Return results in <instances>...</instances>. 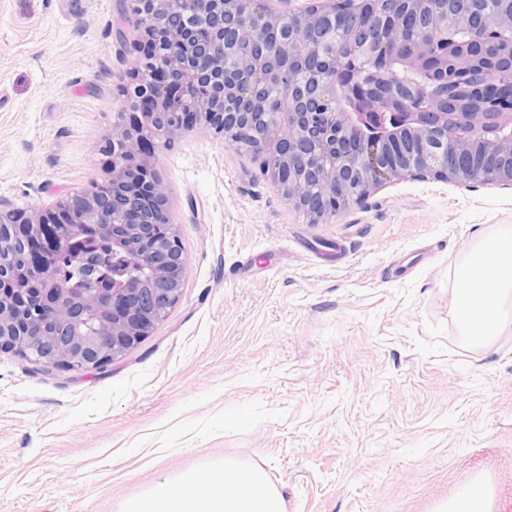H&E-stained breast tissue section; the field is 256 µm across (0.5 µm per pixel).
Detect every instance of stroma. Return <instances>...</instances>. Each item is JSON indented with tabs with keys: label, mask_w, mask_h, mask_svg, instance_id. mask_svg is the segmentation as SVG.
Returning a JSON list of instances; mask_svg holds the SVG:
<instances>
[{
	"label": "stroma",
	"mask_w": 512,
	"mask_h": 512,
	"mask_svg": "<svg viewBox=\"0 0 512 512\" xmlns=\"http://www.w3.org/2000/svg\"><path fill=\"white\" fill-rule=\"evenodd\" d=\"M125 0H0V199L106 179L133 76ZM187 265L179 301L112 364L0 351V512H121L226 459L286 512H436L480 485L512 512V318L477 345L456 270L512 231V188L398 180L325 223L210 135L160 148Z\"/></svg>",
	"instance_id": "stroma-1"
}]
</instances>
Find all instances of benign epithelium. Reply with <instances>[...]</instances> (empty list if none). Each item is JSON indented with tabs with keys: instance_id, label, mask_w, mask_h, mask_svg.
<instances>
[{
	"instance_id": "benign-epithelium-1",
	"label": "benign epithelium",
	"mask_w": 512,
	"mask_h": 512,
	"mask_svg": "<svg viewBox=\"0 0 512 512\" xmlns=\"http://www.w3.org/2000/svg\"><path fill=\"white\" fill-rule=\"evenodd\" d=\"M135 17L134 83L126 89L128 113L105 140L108 194L95 192L57 202L71 216L51 224L44 210H17L0 199V350L66 371L105 370L149 336L174 305L183 284L176 273L187 258L157 178L159 138L196 131L224 139L258 161L282 197L314 223L364 204L392 179H433L512 186V112L461 97L448 105V84L428 77L414 84L394 78H357L345 88L349 110L337 106L336 66L301 75L296 63L309 51L336 61L342 40L330 28L341 0H315L299 11H275L259 0L255 16L233 24L224 39L229 0H127ZM464 0H400L421 19L423 31L445 34L470 28ZM483 12L496 40L512 48V0H469ZM179 19L168 28L169 20ZM295 17L320 31L306 44L298 31L278 54L246 58L268 27ZM170 29L165 40L155 38ZM279 111H267L273 88ZM493 153L492 170L451 169L448 151ZM288 171V179L282 178ZM165 223L168 232L144 252L139 242ZM91 229L112 243V258L137 265L140 288H99L91 294L64 286L35 260L46 236L63 260L73 240Z\"/></svg>"
}]
</instances>
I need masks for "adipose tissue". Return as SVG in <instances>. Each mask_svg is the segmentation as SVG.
Listing matches in <instances>:
<instances>
[{
    "label": "adipose tissue",
    "mask_w": 512,
    "mask_h": 512,
    "mask_svg": "<svg viewBox=\"0 0 512 512\" xmlns=\"http://www.w3.org/2000/svg\"><path fill=\"white\" fill-rule=\"evenodd\" d=\"M458 279L460 326L473 342H484L498 332L503 304L512 298V236L484 240ZM123 512H285V505L263 469L227 459L158 482Z\"/></svg>",
    "instance_id": "1"
}]
</instances>
